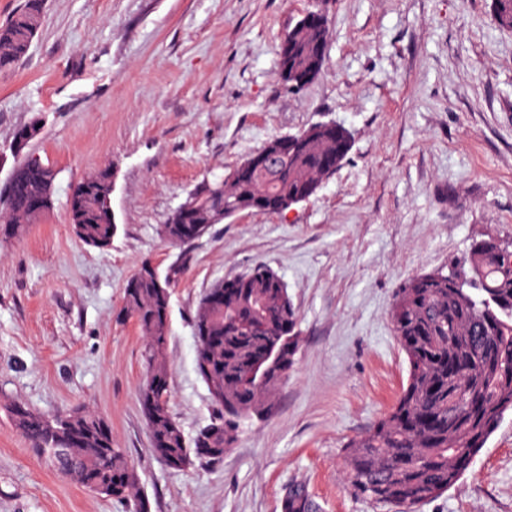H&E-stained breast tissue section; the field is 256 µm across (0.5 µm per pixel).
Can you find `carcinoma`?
<instances>
[{
  "instance_id": "obj_1",
  "label": "carcinoma",
  "mask_w": 512,
  "mask_h": 512,
  "mask_svg": "<svg viewBox=\"0 0 512 512\" xmlns=\"http://www.w3.org/2000/svg\"><path fill=\"white\" fill-rule=\"evenodd\" d=\"M497 25L512 24V0H492ZM43 0H26L22 8L0 25V71L24 59L42 25ZM329 38L328 24L296 25L282 40L277 61L281 83L301 91V73L315 82L323 68ZM299 147L272 169L261 171L251 183L234 173L212 175L191 191L181 206L186 222L208 232L244 211H259V198L274 193L283 198L313 196L332 176L319 166L320 157L336 143L315 123L304 129ZM16 179L30 192L48 198L54 192V168L17 166ZM69 217L76 237L85 245L105 250L116 228L112 210L87 194L69 201ZM24 233L36 220L18 194L3 215ZM499 241L475 240L448 265L412 279L396 291L399 311L391 312L398 343L408 362L406 384L390 412L346 447L345 466L352 491L390 512H417L418 508L454 487L512 412V249L498 252ZM269 269L259 265L241 278L240 291L230 296L224 310L199 304L193 324L206 321L218 337L209 347L214 369L202 380L220 392L211 423L189 439L169 410V393L160 396L143 381L139 400L149 426L167 447L153 453L174 470H184L195 459L194 448L209 442L218 448L213 461L224 458L242 424L273 396L278 382L294 365L300 341L288 345V365L274 367L263 378L254 371V357L278 335L284 322L298 324L296 309L281 288L272 284ZM174 280L148 276L136 292L125 296V310L145 337L146 372L168 374L165 350L169 325L154 319L169 302ZM9 413L15 427L35 453L60 474L71 464L69 480L105 498L134 505L142 512L144 499L138 475L124 449L112 435L98 432L104 418L91 412L47 420L21 405ZM87 434L84 444L66 447L69 433ZM281 512H321L303 482L288 486Z\"/></svg>"
}]
</instances>
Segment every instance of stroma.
I'll return each mask as SVG.
<instances>
[{"label":"stroma","mask_w":512,"mask_h":512,"mask_svg":"<svg viewBox=\"0 0 512 512\" xmlns=\"http://www.w3.org/2000/svg\"><path fill=\"white\" fill-rule=\"evenodd\" d=\"M491 0H324L327 59L285 89L280 44L314 0H44L26 59L0 71V148L40 123L26 154L59 172L54 202L0 243V512H130L48 466L6 410L103 417L137 472L147 512H281L305 481L323 512H386L354 495L344 449L408 375L389 310L409 279L473 240L512 242V30ZM336 121L342 166L284 215L243 212L191 245L162 234L204 178L267 140ZM113 175L107 251L69 219L73 184ZM259 264L288 286L301 345L261 415L223 460L174 471L151 451L139 401L144 338L123 311L146 265L170 290V410L208 425L193 318L216 282ZM419 512H512V413L464 477Z\"/></svg>","instance_id":"obj_1"}]
</instances>
